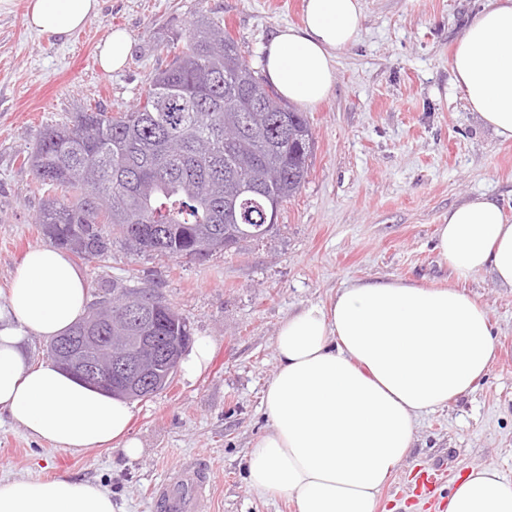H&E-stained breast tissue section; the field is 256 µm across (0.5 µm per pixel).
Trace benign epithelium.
I'll list each match as a JSON object with an SVG mask.
<instances>
[{
    "mask_svg": "<svg viewBox=\"0 0 512 512\" xmlns=\"http://www.w3.org/2000/svg\"><path fill=\"white\" fill-rule=\"evenodd\" d=\"M100 331L98 322L93 320L76 333L63 335L54 346L53 356L60 366L80 376L84 381L96 386H106L112 389V393L130 399H144L159 392L168 386L174 374L170 373L160 378L147 362L130 360L127 355L128 344L134 343L154 350L156 358L168 359L176 370L179 369L189 347V341L185 338L174 339L164 346L158 344L152 336H127L124 341L109 347L111 363L122 372L121 383L115 384L104 381V369L98 365H91L86 360L87 350L102 343Z\"/></svg>",
    "mask_w": 512,
    "mask_h": 512,
    "instance_id": "obj_1",
    "label": "benign epithelium"
}]
</instances>
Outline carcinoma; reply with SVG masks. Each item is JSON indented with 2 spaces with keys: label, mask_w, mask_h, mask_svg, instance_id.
I'll list each match as a JSON object with an SVG mask.
<instances>
[{
  "label": "carcinoma",
  "mask_w": 512,
  "mask_h": 512,
  "mask_svg": "<svg viewBox=\"0 0 512 512\" xmlns=\"http://www.w3.org/2000/svg\"><path fill=\"white\" fill-rule=\"evenodd\" d=\"M308 117L290 108L224 32L200 14L180 51L148 77L139 103L114 115L78 109L40 130L25 158L48 199L37 221L52 243L83 259L107 249L108 224L139 252L195 258L264 238L271 203L306 182L314 148ZM131 298L153 303L145 336L191 337L186 320L142 289L114 288L101 308Z\"/></svg>",
  "instance_id": "obj_1"
}]
</instances>
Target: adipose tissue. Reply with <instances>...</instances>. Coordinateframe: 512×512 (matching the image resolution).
Here are the masks:
<instances>
[{
	"label": "adipose tissue",
	"instance_id": "ef3b65f1",
	"mask_svg": "<svg viewBox=\"0 0 512 512\" xmlns=\"http://www.w3.org/2000/svg\"><path fill=\"white\" fill-rule=\"evenodd\" d=\"M100 0H30L27 26L68 39ZM361 0H304L303 22L262 48L270 84L314 108L330 93L339 52L364 29ZM449 67L471 111L512 139V0H486L469 19ZM435 248L458 277L491 271L512 288V221L476 196L448 211ZM88 288L68 254L31 248L0 304V413L37 441L82 453L136 457L126 400L93 389L53 361H34L29 338L52 340L79 321ZM276 369L263 401L268 432L247 457L251 495H279L294 512H378L382 490L415 439L416 420L470 392L490 370L489 312L454 287L358 282L289 316L275 336ZM0 512H122L104 488L67 477L0 480ZM446 512H512V484L496 466L471 468Z\"/></svg>",
	"mask_w": 512,
	"mask_h": 512
}]
</instances>
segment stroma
I'll return each instance as SVG.
<instances>
[{
	"label": "stroma",
	"mask_w": 512,
	"mask_h": 512,
	"mask_svg": "<svg viewBox=\"0 0 512 512\" xmlns=\"http://www.w3.org/2000/svg\"><path fill=\"white\" fill-rule=\"evenodd\" d=\"M357 44L340 52L336 80L308 111L315 146L306 182L262 242L204 259L125 249L77 260L90 296L146 288L206 337L213 355L196 376L178 371L163 391L132 401L137 459L118 449L82 454L31 440L0 419V479L68 477L101 484L126 512H154L151 490L193 458L211 473L212 512H293L279 496L249 494L246 459L269 429L262 405L280 323L355 281L459 284L489 311L497 356L474 391L422 415L408 457L379 512H444L446 497H412L421 468L443 485L495 465L512 483V289L490 272L457 280L434 249L450 207L488 194L512 219V141H501L455 87L448 59L483 0H362ZM28 0H0V290L32 247L46 243L36 217L46 198L24 162L39 131L76 105L114 112L137 104L155 51L202 12L223 19L261 68L278 27L300 24L304 0H101L98 16L69 39L31 32ZM132 41L125 66L104 71L100 45L113 30Z\"/></svg>",
	"instance_id": "35a3bbf8"
}]
</instances>
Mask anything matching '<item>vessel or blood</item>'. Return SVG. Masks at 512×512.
<instances>
[{"label":"vessel or blood","mask_w":512,"mask_h":512,"mask_svg":"<svg viewBox=\"0 0 512 512\" xmlns=\"http://www.w3.org/2000/svg\"><path fill=\"white\" fill-rule=\"evenodd\" d=\"M209 486L210 474L206 469L193 461L179 462L153 489L156 512H210ZM439 489L436 471L421 469L414 473V496L433 498Z\"/></svg>","instance_id":"vessel-or-blood-1"}]
</instances>
